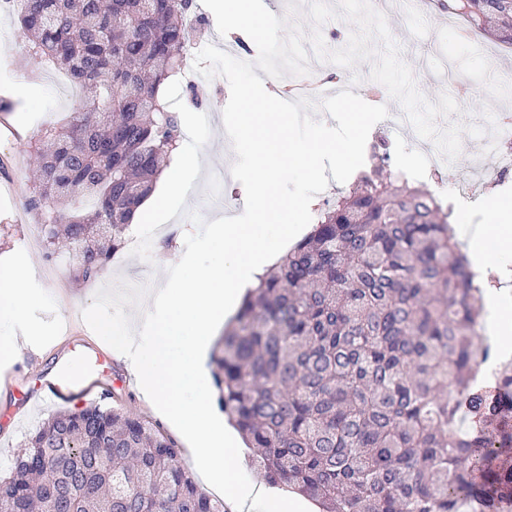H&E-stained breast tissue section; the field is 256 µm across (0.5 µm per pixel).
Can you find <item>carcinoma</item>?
<instances>
[{
	"label": "carcinoma",
	"instance_id": "carcinoma-1",
	"mask_svg": "<svg viewBox=\"0 0 512 512\" xmlns=\"http://www.w3.org/2000/svg\"><path fill=\"white\" fill-rule=\"evenodd\" d=\"M30 57L92 93L36 146L27 206L44 259L73 251L97 280L123 248L180 134L160 88L184 68L195 0H20ZM512 37V0H443ZM389 155L317 209L312 230L245 296L210 356L217 404L269 485L321 512H499L512 491V359L478 340V273L422 187ZM493 367L497 394L476 381ZM11 512H227L159 426L100 403L58 411L23 442Z\"/></svg>",
	"mask_w": 512,
	"mask_h": 512
}]
</instances>
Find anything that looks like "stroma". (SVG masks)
I'll return each mask as SVG.
<instances>
[{"label":"stroma","mask_w":512,"mask_h":512,"mask_svg":"<svg viewBox=\"0 0 512 512\" xmlns=\"http://www.w3.org/2000/svg\"><path fill=\"white\" fill-rule=\"evenodd\" d=\"M392 37L400 45L402 58L411 68L418 89L429 100H437L447 92L442 62L465 64L474 81L485 80L491 67L512 68V43L495 33L477 34L466 23L449 16L438 0H427L423 12L407 15L390 8L385 12ZM8 51L11 66L0 74V101L7 110L0 111V273L8 268L28 264L36 275L26 288L32 296L24 322L0 316V342L16 341L21 353L11 366L18 371L21 389H29L40 370L51 367L55 356L65 353L61 325L70 310H83L93 301L101 286L126 281L163 287L165 281L155 264L133 257L129 249L117 253L106 273L92 283L76 282L72 276L74 258L60 254L55 263L57 274L45 278L41 269L43 241L42 218L36 212H25L16 219L23 201L29 196L31 159L29 146L42 139L46 128L67 122L73 112L82 108L84 95L75 91L64 98L59 81L62 70L46 64H28L26 40L21 32L17 12L0 9V52ZM230 97L224 78L215 85L199 88L196 96H183L192 111L206 114L212 135L210 148L204 153L200 179L187 195L188 210L198 212L206 220L241 213L240 184L232 176L224 178L222 202H215L210 177L221 164H232L234 153L225 152L229 140L224 136L222 110ZM492 112L512 114V87L501 89L495 98L471 94L462 112L452 114L451 122L484 125ZM387 140L390 167L402 173L410 183L426 184L441 200L452 203L453 221L457 224H481L485 215L481 200L490 188L512 196V178L494 183L492 175L501 160L497 154H476V138L463 135L457 160L443 166L433 175L430 164L434 156L431 141L396 129L391 120L375 124L367 138L378 144ZM53 413L52 408L25 409L19 414V426L0 423V480L8 476L12 460L26 435L38 428Z\"/></svg>","instance_id":"35a3bbf8"}]
</instances>
